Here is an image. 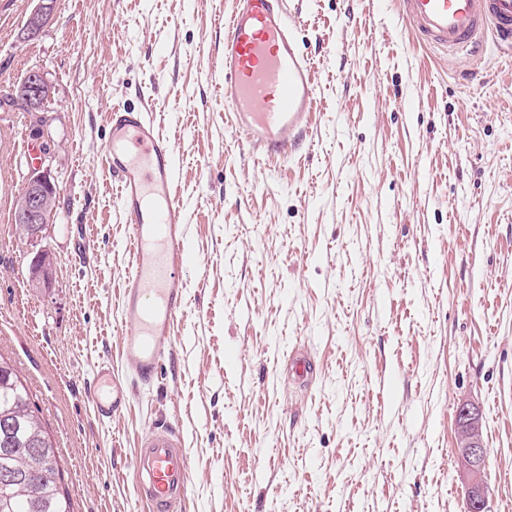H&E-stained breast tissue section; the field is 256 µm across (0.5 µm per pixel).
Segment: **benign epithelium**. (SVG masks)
Masks as SVG:
<instances>
[{
    "label": "benign epithelium",
    "mask_w": 512,
    "mask_h": 512,
    "mask_svg": "<svg viewBox=\"0 0 512 512\" xmlns=\"http://www.w3.org/2000/svg\"><path fill=\"white\" fill-rule=\"evenodd\" d=\"M54 9V0H36L20 31V39L32 40L46 27ZM29 112L35 117L31 136L38 143L40 162L31 167L22 192L14 207V224L21 235L35 242L49 224L57 199V184L51 176V136L46 129L42 113L46 112V97L51 88L44 74L32 70L24 77ZM458 433L457 456L465 484V503L468 512H490L487 484L484 474L487 451L482 439L481 416L477 407L468 400L460 401L455 411Z\"/></svg>",
    "instance_id": "7a95c632"
}]
</instances>
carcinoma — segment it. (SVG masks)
I'll use <instances>...</instances> for the list:
<instances>
[{"instance_id": "carcinoma-1", "label": "carcinoma", "mask_w": 512, "mask_h": 512, "mask_svg": "<svg viewBox=\"0 0 512 512\" xmlns=\"http://www.w3.org/2000/svg\"><path fill=\"white\" fill-rule=\"evenodd\" d=\"M26 88L12 86L0 107L24 110ZM0 512H71L68 492L61 487L55 447L33 407L29 390L14 367L0 356Z\"/></svg>"}]
</instances>
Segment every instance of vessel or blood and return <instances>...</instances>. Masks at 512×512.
I'll use <instances>...</instances> for the list:
<instances>
[{"label":"vessel or blood","mask_w":512,"mask_h":512,"mask_svg":"<svg viewBox=\"0 0 512 512\" xmlns=\"http://www.w3.org/2000/svg\"><path fill=\"white\" fill-rule=\"evenodd\" d=\"M405 17L428 46L454 54L486 40L512 51V0H404ZM223 98L234 130L264 156L288 158L315 116L316 76L282 0H233L219 61ZM105 160L118 182L130 253L118 327L135 380L154 385L186 300L182 272L195 258L177 194L169 139L144 110L113 107ZM99 420L116 418L129 401L127 381L110 366L92 380ZM138 492L150 512H181L191 468L176 432L150 429L135 460Z\"/></svg>","instance_id":"obj_1"}]
</instances>
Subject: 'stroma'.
I'll return each instance as SVG.
<instances>
[{
	"instance_id": "obj_1",
	"label": "stroma",
	"mask_w": 512,
	"mask_h": 512,
	"mask_svg": "<svg viewBox=\"0 0 512 512\" xmlns=\"http://www.w3.org/2000/svg\"><path fill=\"white\" fill-rule=\"evenodd\" d=\"M0 0V95L32 69L59 186L41 240L13 204L31 116L0 109V356L57 448L73 512H144L134 461L172 425L183 512H464L459 399L482 413L491 512H512V55L448 60L403 0H286L316 71L301 155L256 160L214 62L232 0ZM170 138L197 261L153 387L100 421L86 384L130 375L114 331L127 240L104 162L115 105ZM54 259L33 287L39 251ZM314 371L295 382L290 359ZM36 2V6L20 31L19 37L23 41L35 39L41 34L54 9L55 1L53 0H36Z\"/></svg>"
}]
</instances>
